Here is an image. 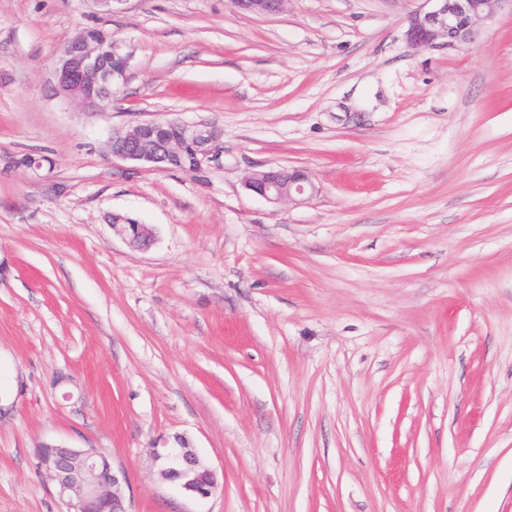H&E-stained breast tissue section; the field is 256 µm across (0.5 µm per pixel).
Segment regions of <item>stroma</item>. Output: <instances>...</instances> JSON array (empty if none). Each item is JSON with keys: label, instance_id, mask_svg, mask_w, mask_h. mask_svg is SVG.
<instances>
[{"label": "stroma", "instance_id": "stroma-1", "mask_svg": "<svg viewBox=\"0 0 512 512\" xmlns=\"http://www.w3.org/2000/svg\"><path fill=\"white\" fill-rule=\"evenodd\" d=\"M424 0H0V512H66L43 441L106 454L130 512H512V8L410 48ZM132 53L111 111L55 94L79 26ZM223 132L204 172L105 144ZM317 191L273 205L257 166ZM150 225L130 247L113 216ZM188 441L217 489L163 481ZM163 126L174 132L160 137ZM222 131L207 122L187 123L177 118L135 121L124 132H116L107 142L112 159L130 162L140 168L186 171L180 166L183 159L193 154L196 167L203 171L205 164L219 160ZM43 155L25 152L22 156L14 154H5L0 156L1 172L7 170L23 169L41 176L40 172L44 168Z\"/></svg>", "mask_w": 512, "mask_h": 512}]
</instances>
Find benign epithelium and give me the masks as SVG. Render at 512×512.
Segmentation results:
<instances>
[{
	"instance_id": "benign-epithelium-1",
	"label": "benign epithelium",
	"mask_w": 512,
	"mask_h": 512,
	"mask_svg": "<svg viewBox=\"0 0 512 512\" xmlns=\"http://www.w3.org/2000/svg\"><path fill=\"white\" fill-rule=\"evenodd\" d=\"M512 0H425L430 4L408 17L405 38L413 48L454 47L475 41L479 28L491 20L498 3ZM285 0H234L243 11L266 15L278 12ZM131 53L102 27H83L61 49L53 64L56 94L77 104L84 112H110L114 89L124 85ZM222 131L207 122L187 123L177 118L138 120L107 142L112 158L140 168L178 170L183 159L194 155L196 168L219 160ZM43 156H0V169H23L40 175ZM251 193L272 204L290 201L314 188L309 175L294 170L283 178L268 167L252 172L244 181ZM112 229L130 243L147 246L153 230L146 224L116 223ZM176 446L155 450L158 475L184 494L207 498L218 485L216 472L204 464L184 440ZM37 465L53 483L66 512H129L125 498L128 477L94 448H69L42 442Z\"/></svg>"
}]
</instances>
